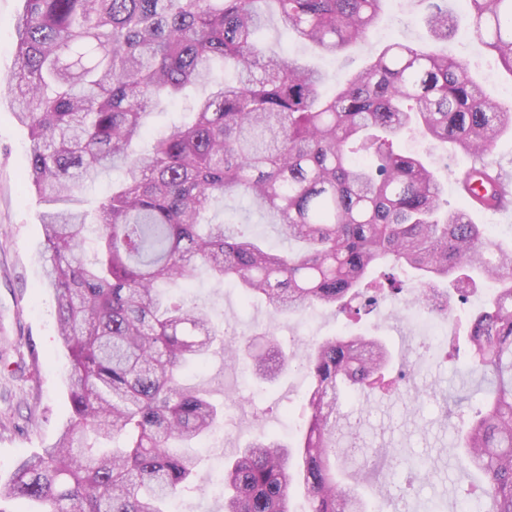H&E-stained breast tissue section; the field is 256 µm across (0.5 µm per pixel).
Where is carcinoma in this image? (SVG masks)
Instances as JSON below:
<instances>
[{"label": "carcinoma", "instance_id": "carcinoma-1", "mask_svg": "<svg viewBox=\"0 0 512 512\" xmlns=\"http://www.w3.org/2000/svg\"><path fill=\"white\" fill-rule=\"evenodd\" d=\"M386 2L23 0L4 84L30 138L26 180L46 204V284L69 356L71 417L0 483V512L14 500L42 512H170L194 490L197 459L171 448L202 440L223 409L180 372L224 331L169 287L201 275L263 297L275 316L316 304L368 315L385 292L430 279L449 280L463 301L494 284L469 324L482 398L457 447L480 475L482 512H512V246L472 223L481 206L471 198L448 208L423 158L398 148L415 132L487 154L512 132V104L435 49L457 30L447 0H424L428 45L391 43L330 94L321 71L257 38L275 17L297 43L333 56L364 41ZM464 3L472 40L512 77V0ZM180 98L191 121L130 151L152 112ZM108 169L120 179L91 214L76 190ZM461 184L512 204L488 164L469 166ZM239 195L296 248L273 253L250 225L207 219ZM234 356L267 381L289 367L273 336ZM304 368L299 433L238 449L217 512H290L298 492L306 512H372L359 493L370 473L336 480L337 420L352 394L393 385L388 348L368 333L334 336L311 346Z\"/></svg>", "mask_w": 512, "mask_h": 512}]
</instances>
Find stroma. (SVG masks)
Wrapping results in <instances>:
<instances>
[{
	"instance_id": "stroma-1",
	"label": "stroma",
	"mask_w": 512,
	"mask_h": 512,
	"mask_svg": "<svg viewBox=\"0 0 512 512\" xmlns=\"http://www.w3.org/2000/svg\"><path fill=\"white\" fill-rule=\"evenodd\" d=\"M421 0H390L379 24L365 42L324 58L298 45L278 20L264 30L263 43L281 53H296L330 80H342L365 65L373 53L394 41L423 43L427 29ZM448 54L469 60L490 96L512 90L494 61L477 50L464 33L445 43ZM405 151L428 156L447 191L449 207L463 206L457 188L470 156L451 151L420 135H407ZM27 130L8 101H0V349L10 348V365L0 367V480L16 463L54 443L69 418L67 357L58 336L54 295L44 282L45 251L40 216L43 203L28 191L22 176L28 164ZM199 307L224 331L226 344L270 332L292 359L274 382L258 378L245 364H227L221 348H213L199 367L183 371L181 381L209 390L224 407L223 444L180 445V453L199 460L197 488L180 497L181 512H216L222 501L224 462L235 448L271 438L286 442L297 432V418L309 378L300 365L310 344L345 330L349 320L335 309L317 306L288 316H273L263 298L244 302L239 288L201 278L191 290ZM416 289L379 302L361 325L381 337L392 352V372L406 370L404 390L396 396L358 393L342 406L338 433L343 451L338 479L373 465L375 449L391 454L364 487L369 502L382 512H460L461 490L478 482L475 471L459 466L453 455L461 410L450 397L474 390L466 362L451 365L417 354L419 330L406 312Z\"/></svg>"
}]
</instances>
